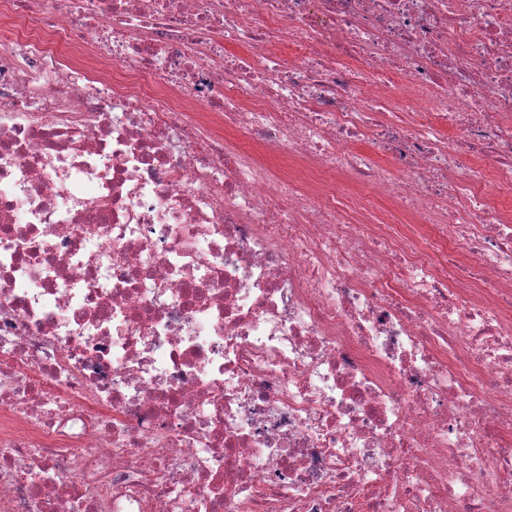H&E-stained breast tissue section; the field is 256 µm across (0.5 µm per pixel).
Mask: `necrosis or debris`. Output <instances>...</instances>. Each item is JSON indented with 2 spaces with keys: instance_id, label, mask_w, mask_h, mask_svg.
I'll list each match as a JSON object with an SVG mask.
<instances>
[{
  "instance_id": "necrosis-or-debris-1",
  "label": "necrosis or debris",
  "mask_w": 512,
  "mask_h": 512,
  "mask_svg": "<svg viewBox=\"0 0 512 512\" xmlns=\"http://www.w3.org/2000/svg\"><path fill=\"white\" fill-rule=\"evenodd\" d=\"M490 175L512 0H5L0 512H512Z\"/></svg>"
}]
</instances>
